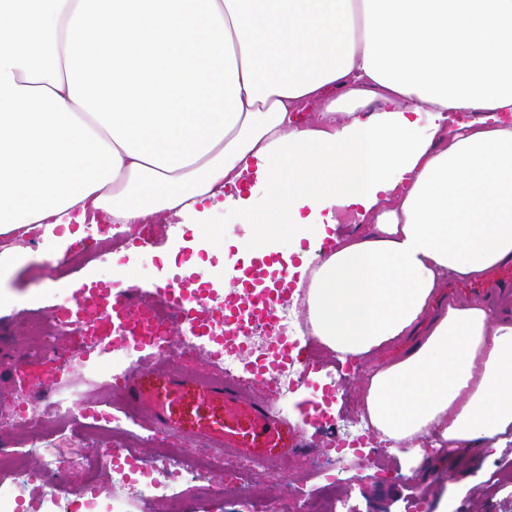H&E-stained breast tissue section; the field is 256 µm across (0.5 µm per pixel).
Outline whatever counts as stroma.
<instances>
[{
  "instance_id": "stroma-1",
  "label": "stroma",
  "mask_w": 512,
  "mask_h": 512,
  "mask_svg": "<svg viewBox=\"0 0 512 512\" xmlns=\"http://www.w3.org/2000/svg\"><path fill=\"white\" fill-rule=\"evenodd\" d=\"M210 219L216 233L204 241L198 239L196 225L174 213H161L152 221L151 243L78 264L70 261L76 244L110 238L111 225L86 226L74 244L63 241L60 227L44 237L15 240L17 254L0 263V432L17 445L25 439V429L16 418L21 391L8 370L34 354L39 339L29 332L32 316H49L53 307L72 299L76 289L116 280L128 268L137 273L131 282L135 288H164L176 273L203 272L207 275L205 288L223 294L225 254H237L247 266L254 261L253 253L244 247L252 227L225 224L224 207L218 203L213 205ZM288 313L299 328L294 339L307 360V372L282 405L305 433L311 450L254 468L252 489L265 500L266 512H298L303 502L326 484L317 474L318 462L360 417L358 384L366 371L365 363L356 360L338 362L316 338L302 332L305 315L301 304L290 306ZM135 357V352L117 347L95 365L72 360V379L65 383L64 394L78 393L92 400L94 410L112 411L113 392L108 382ZM125 427L136 437L134 448L142 467L158 464L163 449L171 446L189 458L201 452L190 436L156 432L144 416L126 422ZM100 448L94 439L78 444L52 441L40 448L37 456L25 457L24 465L33 470L43 456L60 457L68 467L66 484L72 500L84 501L92 486L99 505L104 506L121 493L112 483L111 471L101 468L91 474L83 467L84 459L96 457ZM423 467V461L410 449H390L378 434H370L355 463L335 472L332 512H512V444L475 458H446L440 474L426 485L419 480ZM172 483L185 493L189 512H236L235 500L215 491L197 492L198 481L191 473H176Z\"/></svg>"
}]
</instances>
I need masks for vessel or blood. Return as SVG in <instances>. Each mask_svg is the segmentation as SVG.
Wrapping results in <instances>:
<instances>
[{
	"label": "vessel or blood",
	"mask_w": 512,
	"mask_h": 512,
	"mask_svg": "<svg viewBox=\"0 0 512 512\" xmlns=\"http://www.w3.org/2000/svg\"><path fill=\"white\" fill-rule=\"evenodd\" d=\"M193 281L174 277L165 288H107L109 303L99 320L119 345H131L136 359L113 378V387L125 408L148 414L160 430L192 434L204 448L257 462L283 460L305 453L302 431L282 411L264 379L259 392L244 393L238 379L225 375L219 353L204 362V374L180 369L182 353L172 347L157 353L138 331L142 322H154L158 311L188 327L198 323L206 306L188 298Z\"/></svg>",
	"instance_id": "1"
}]
</instances>
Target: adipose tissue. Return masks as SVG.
Instances as JSON below:
<instances>
[{"instance_id":"adipose-tissue-1","label":"adipose tissue","mask_w":512,"mask_h":512,"mask_svg":"<svg viewBox=\"0 0 512 512\" xmlns=\"http://www.w3.org/2000/svg\"><path fill=\"white\" fill-rule=\"evenodd\" d=\"M219 196L262 255L368 224L310 271L306 326L377 358L382 439L512 442V301L447 292L512 264V0H0V234L174 211L207 239Z\"/></svg>"}]
</instances>
